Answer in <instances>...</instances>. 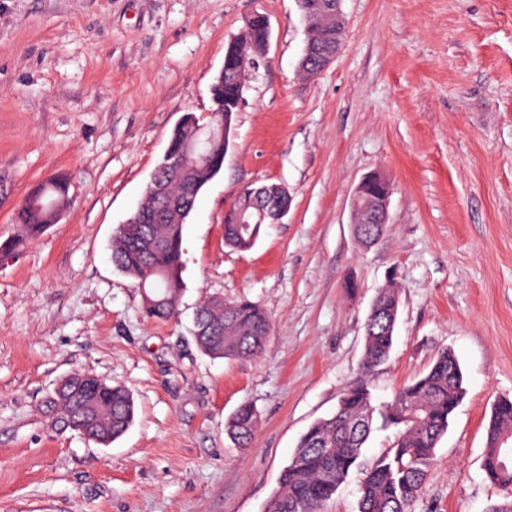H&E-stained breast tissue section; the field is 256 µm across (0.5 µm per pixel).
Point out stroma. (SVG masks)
<instances>
[{"label": "stroma", "mask_w": 512, "mask_h": 512, "mask_svg": "<svg viewBox=\"0 0 512 512\" xmlns=\"http://www.w3.org/2000/svg\"><path fill=\"white\" fill-rule=\"evenodd\" d=\"M346 36L317 77L297 0H0V241L49 176L59 223L0 264V512H264L297 443L365 383L374 405L444 349L466 395L411 512H487L512 492L482 470L494 404L512 399V0H344ZM268 49L246 82L222 172L182 234L181 315L157 322L110 254L187 112L207 115L224 50L254 12ZM390 187L389 229L361 245L356 186ZM291 206L238 251L224 214L248 185ZM395 286L389 360L362 375L365 322ZM270 317L261 357L194 342L204 300ZM125 386L136 413L109 446L55 426L66 376ZM251 447L225 423L242 402ZM257 422L256 409L250 403L244 402L227 421L226 430L240 448H248L255 438Z\"/></svg>", "instance_id": "1"}]
</instances>
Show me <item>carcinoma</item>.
Wrapping results in <instances>:
<instances>
[{"instance_id":"cac0c4a2","label":"carcinoma","mask_w":512,"mask_h":512,"mask_svg":"<svg viewBox=\"0 0 512 512\" xmlns=\"http://www.w3.org/2000/svg\"><path fill=\"white\" fill-rule=\"evenodd\" d=\"M269 35L266 16L257 12L244 34L245 47L259 51ZM337 39L334 26L319 25L311 31V41L319 53L335 49ZM236 53L234 46H228L224 72L211 88V112L205 117L185 113L171 133L167 151L183 152L196 130L204 125L222 122L227 130H232L248 75L239 68ZM206 156V163L177 172L168 167L163 156L153 171L152 179L165 186L168 198L182 204L179 219H160L163 197L147 191L132 215L134 221L120 225L114 236L112 263L135 280L141 289L144 312L150 318L168 321L179 315L183 226L202 189L221 172L224 145L207 146ZM271 189L270 184L242 189L224 215L225 245L239 251L254 246L264 229L258 223V210L270 208ZM67 198L65 176H50L39 183L17 208L15 223L21 227V234L0 242V255L10 256L57 223ZM398 306L397 290L381 289L365 323L363 370L367 374L390 355ZM196 316L195 342L212 358H257L270 334L268 314L247 300L226 303L213 298L197 308ZM465 393L460 363L446 349L436 355L425 373L379 408L373 406L367 386L350 388L341 395L334 414L315 421L301 435L281 474L280 489L269 500L265 512H324L326 504L354 470L363 474L359 512H411L436 461L438 444ZM48 408L57 425L74 431L84 414L94 411L96 443L103 446L124 435L136 413L134 398L126 388L101 383L82 393L56 388L48 398ZM376 413L382 427L397 429L396 440L390 452L368 461L363 446L373 430ZM257 422L256 409L244 402L227 421L226 430L239 447L248 448L255 438ZM486 436L485 478L492 484L511 488L512 463H504L505 457L512 454L511 400L497 402Z\"/></svg>"}]
</instances>
